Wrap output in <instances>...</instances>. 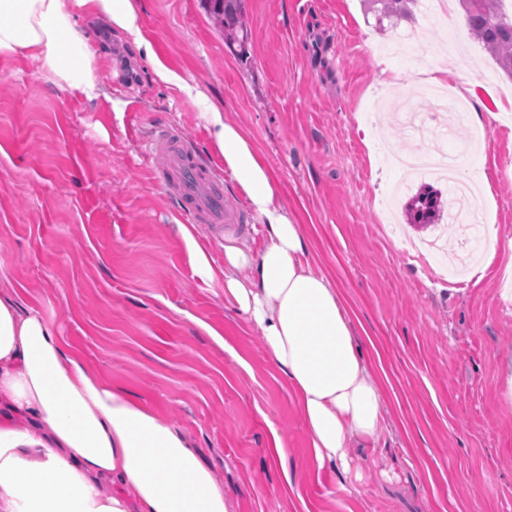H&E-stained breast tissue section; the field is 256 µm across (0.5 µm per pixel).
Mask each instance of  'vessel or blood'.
<instances>
[{
	"instance_id": "vessel-or-blood-1",
	"label": "vessel or blood",
	"mask_w": 512,
	"mask_h": 512,
	"mask_svg": "<svg viewBox=\"0 0 512 512\" xmlns=\"http://www.w3.org/2000/svg\"><path fill=\"white\" fill-rule=\"evenodd\" d=\"M154 145L164 155L161 175L165 185L176 194L195 222L215 226L242 224L240 214L223 209L221 187L195 161L191 149L174 130L162 129Z\"/></svg>"
}]
</instances>
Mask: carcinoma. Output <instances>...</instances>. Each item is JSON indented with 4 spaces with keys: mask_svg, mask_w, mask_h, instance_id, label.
I'll use <instances>...</instances> for the list:
<instances>
[{
    "mask_svg": "<svg viewBox=\"0 0 512 512\" xmlns=\"http://www.w3.org/2000/svg\"><path fill=\"white\" fill-rule=\"evenodd\" d=\"M209 13L219 21L227 32L229 41H237L240 53H245L248 31L242 18L243 0H203ZM367 11L376 19V25L384 27L413 17L412 9L417 0H366ZM466 25L476 42L491 55L512 78V15L499 9V0H462ZM443 209L439 193L428 190L416 194L407 205V214L413 224H437L442 219Z\"/></svg>",
    "mask_w": 512,
    "mask_h": 512,
    "instance_id": "1",
    "label": "carcinoma"
}]
</instances>
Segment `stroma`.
<instances>
[{"mask_svg": "<svg viewBox=\"0 0 512 512\" xmlns=\"http://www.w3.org/2000/svg\"><path fill=\"white\" fill-rule=\"evenodd\" d=\"M250 41L230 53L203 0H140L165 63L193 79L247 136L309 241V258L340 288L378 368L386 422L353 444L354 475L317 469L297 401L267 360L255 326L200 277L181 238L189 218L156 176L153 142L175 129L242 213L259 220L224 172L198 107L154 82L120 32L88 23L111 58V100L87 102L38 77L35 61L0 60V273L21 306L38 307L108 384L179 428L224 487L232 512H512V79L468 31L451 95L482 101V125L382 131L372 113L431 108L423 66L447 34L434 16L376 30L360 0H245ZM418 59L379 58L397 32ZM478 79L474 93L465 82ZM485 133L459 175L483 170L495 206L481 218L498 253L481 279L449 285L443 254L413 257L408 240L461 247L448 222L410 226L385 151L435 143L451 152ZM287 450L267 460L271 431Z\"/></svg>", "mask_w": 512, "mask_h": 512, "instance_id": "35a3bbf8", "label": "stroma"}]
</instances>
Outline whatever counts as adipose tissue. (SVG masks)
Returning <instances> with one entry per match:
<instances>
[{
    "instance_id": "obj_1",
    "label": "adipose tissue",
    "mask_w": 512,
    "mask_h": 512,
    "mask_svg": "<svg viewBox=\"0 0 512 512\" xmlns=\"http://www.w3.org/2000/svg\"><path fill=\"white\" fill-rule=\"evenodd\" d=\"M121 30L157 83L195 102L224 170L261 219L260 245L224 240V296L261 330L268 360L294 392L317 468L348 471L349 442L385 416L379 374L359 345L339 288L278 202L249 140L197 85L168 68L136 0H0V59L25 57L56 89L109 98L84 21ZM252 269L249 282L239 268ZM0 512H228L224 491L183 432L104 383L0 278Z\"/></svg>"
}]
</instances>
